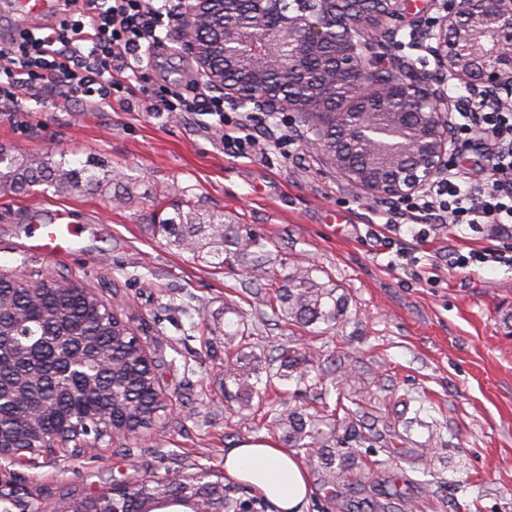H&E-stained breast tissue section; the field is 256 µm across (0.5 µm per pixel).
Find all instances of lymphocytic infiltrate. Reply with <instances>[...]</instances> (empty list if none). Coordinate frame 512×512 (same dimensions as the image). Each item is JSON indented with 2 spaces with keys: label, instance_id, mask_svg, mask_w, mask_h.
<instances>
[{
  "label": "lymphocytic infiltrate",
  "instance_id": "obj_1",
  "mask_svg": "<svg viewBox=\"0 0 512 512\" xmlns=\"http://www.w3.org/2000/svg\"><path fill=\"white\" fill-rule=\"evenodd\" d=\"M85 16H69L59 27L20 31L0 46V97L46 86L59 88L61 99L90 105L110 104L113 96L133 95L131 74L144 61L145 49L157 46L156 30L164 14L151 0H86ZM153 112L224 110L221 97L196 87L166 88L151 100ZM462 144L485 151L479 178L467 179L456 161L427 192L385 214L389 231L415 225L423 239L439 224L495 226L496 244L455 253L453 267L502 263L512 251V100L476 103L458 126Z\"/></svg>",
  "mask_w": 512,
  "mask_h": 512
}]
</instances>
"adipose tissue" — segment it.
Listing matches in <instances>:
<instances>
[{"label":"adipose tissue","instance_id":"adipose-tissue-1","mask_svg":"<svg viewBox=\"0 0 512 512\" xmlns=\"http://www.w3.org/2000/svg\"><path fill=\"white\" fill-rule=\"evenodd\" d=\"M224 472L263 494L279 512H307L312 489L305 468L271 442L249 441L230 449Z\"/></svg>","mask_w":512,"mask_h":512}]
</instances>
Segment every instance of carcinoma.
Instances as JSON below:
<instances>
[{
  "instance_id": "obj_1",
  "label": "carcinoma",
  "mask_w": 512,
  "mask_h": 512,
  "mask_svg": "<svg viewBox=\"0 0 512 512\" xmlns=\"http://www.w3.org/2000/svg\"><path fill=\"white\" fill-rule=\"evenodd\" d=\"M90 168H71L66 161L40 156L19 158L0 147V185L25 193L46 185L61 193L86 184H99ZM167 244L180 250L208 254L224 264L228 260L250 264L252 284L266 290L267 305L284 323L321 333L338 326L347 302L335 284L321 282L313 267L295 266L283 276L269 269L264 238L241 224H226L224 216L201 214L191 207L159 222ZM224 314L225 344L235 352L224 360V400L237 405L234 412L261 415L267 430L281 433L288 447L315 459L324 474L323 485L357 476L376 486L380 463L358 468L354 446L366 441L357 430L354 413L346 410L339 423L342 433H324L315 427L314 415L303 407L280 408L263 393L276 379H290L300 365L298 353L286 346L267 358L255 352L252 333L243 312L227 307ZM27 316L32 336L19 340L15 328ZM112 355V367L101 366L104 353ZM143 345L129 325L109 311L84 288L57 279L40 281L35 291L10 279L0 278V448H29L46 439L73 444L70 454L81 453V442L93 434L126 437L122 425L148 429L164 409L159 400L155 369L147 365ZM234 388H229V385ZM264 385L259 389L258 385ZM258 402H253V399ZM116 424L108 430L109 423ZM239 484L222 476L199 483L192 476L172 482L155 475L132 491H119L96 504L103 512H141L147 508H174L192 512L199 496L215 510L267 512L272 503L257 493L238 495Z\"/></svg>"
}]
</instances>
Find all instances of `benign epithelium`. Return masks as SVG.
<instances>
[{"instance_id": "benign-epithelium-1", "label": "benign epithelium", "mask_w": 512, "mask_h": 512, "mask_svg": "<svg viewBox=\"0 0 512 512\" xmlns=\"http://www.w3.org/2000/svg\"><path fill=\"white\" fill-rule=\"evenodd\" d=\"M218 0H192L180 39L224 99L260 112L314 119L306 147L324 155L360 190V198L399 203L424 191L462 150L448 85H464L474 100L512 94V0H427L436 16L410 12V0H295L288 17L204 49L197 22ZM294 48L276 85H228L222 68L255 73L277 69L274 47ZM424 53L419 69L404 49ZM321 60L311 95H288L302 60ZM433 69H427V66Z\"/></svg>"}]
</instances>
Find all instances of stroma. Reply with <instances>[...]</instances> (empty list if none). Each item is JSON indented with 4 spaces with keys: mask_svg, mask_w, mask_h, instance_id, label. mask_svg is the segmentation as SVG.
<instances>
[{
    "mask_svg": "<svg viewBox=\"0 0 512 512\" xmlns=\"http://www.w3.org/2000/svg\"><path fill=\"white\" fill-rule=\"evenodd\" d=\"M178 27L172 15L158 28L161 45L137 71L127 102L99 108L49 90L0 100V146L74 168L95 160L121 171L129 187L120 202L106 183L62 195L41 185L25 194L0 190V275L19 269L31 283L54 276L86 288L140 336L156 339L167 361L164 409L150 429L102 438L77 458L63 452L35 467H0V512H37L62 494L107 491L137 473H220L231 448L268 439L258 420L241 419L224 400L223 337L189 329L194 310L220 318L228 305L257 327L263 346L298 350L299 372L320 379L331 400L362 398L366 411L395 426L390 441L373 437L361 447L385 461L387 496L347 482L328 496L308 461V512H349L366 500L385 505L392 493L422 501L421 512H512V331L503 324L512 312V266L452 267L453 253L488 244L465 224L443 225L424 242L402 229L413 258L398 259L384 243V204L365 203L305 147L307 123L266 116L272 133L262 149L233 156L222 135L244 108L228 104L220 116L147 111L148 95L162 87H210ZM190 207L262 235L274 266L320 269L347 297L344 319L320 336L276 326L262 297L249 293L245 267L215 265L158 232L159 221ZM55 210L83 224V252H32L30 221ZM333 362L351 364L352 375L319 378V367Z\"/></svg>",
    "mask_w": 512,
    "mask_h": 512,
    "instance_id": "obj_1",
    "label": "stroma"
}]
</instances>
